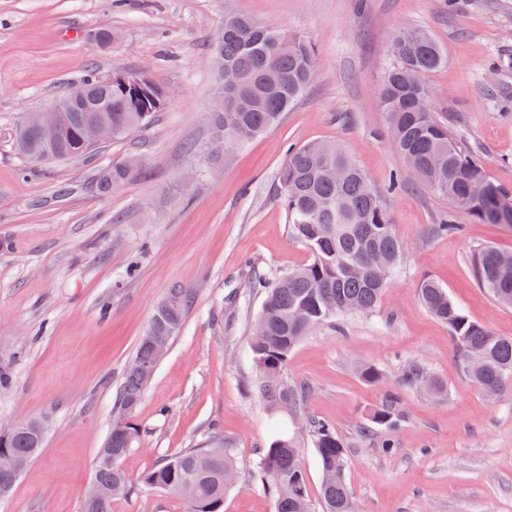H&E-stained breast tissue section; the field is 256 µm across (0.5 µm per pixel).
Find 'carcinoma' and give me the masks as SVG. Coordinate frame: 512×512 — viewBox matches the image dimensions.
Instances as JSON below:
<instances>
[{
    "mask_svg": "<svg viewBox=\"0 0 512 512\" xmlns=\"http://www.w3.org/2000/svg\"><path fill=\"white\" fill-rule=\"evenodd\" d=\"M395 44L394 63L378 91L381 107L389 115L394 147L414 169L419 183L448 199L482 224L512 227V199L490 182L484 169L458 145L448 124L426 106V85L410 86L407 71L427 73L444 63V54L431 35L404 30ZM314 49L301 34L285 33L247 15L224 16V28L212 43L214 86L211 138L224 143V152L240 145L236 131L250 128L257 136L274 126L282 113L312 82ZM86 97L80 101L68 92L53 106L59 108L57 137L42 139L28 124H21L16 149L30 161H63L89 157L97 147L85 141L82 126L100 108L98 116L112 125V139L121 140L146 127L162 108L164 90L147 74L128 72L125 82L107 83L91 76L81 83ZM136 174L133 162L101 168L95 185L108 194ZM279 199L287 211L292 233L312 254L306 266L274 277L256 274L252 287L263 290L257 321L263 332L251 337L250 350L263 395L294 415L302 414L305 391L284 381L288 356L313 327L334 322L348 313H370L380 302L387 275L401 263L405 247L396 236L381 195L367 175L347 155L331 144L313 142L288 150L279 175ZM512 253L482 247L472 257L474 275L498 302L512 306ZM429 312L448 325L456 356L463 370L487 395L512 387V338L497 336L470 320L433 280L420 285ZM187 297L180 288L170 290L156 311L147 334L167 336L180 332ZM156 366L146 338L138 342L113 407L112 423L96 461L97 497L84 503V512H112V485L126 487L129 479L121 460L140 443L141 431L131 413L147 387L141 368ZM401 382L407 387L442 385L425 368L411 362ZM373 423L393 427L399 421L397 396L389 394L375 410ZM308 432L325 481L320 496L325 512H357L345 480L346 450L335 427L312 419ZM44 442L29 431L0 439V457L29 463ZM254 478L274 498L276 512H306L308 490L302 450L294 439L277 436L259 453ZM235 451L214 436L164 458L141 478L142 486L180 496L185 512H224V496L236 485Z\"/></svg>",
    "mask_w": 512,
    "mask_h": 512,
    "instance_id": "1",
    "label": "carcinoma"
}]
</instances>
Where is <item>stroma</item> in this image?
Returning <instances> with one entry per match:
<instances>
[{
    "instance_id": "obj_1",
    "label": "stroma",
    "mask_w": 512,
    "mask_h": 512,
    "mask_svg": "<svg viewBox=\"0 0 512 512\" xmlns=\"http://www.w3.org/2000/svg\"><path fill=\"white\" fill-rule=\"evenodd\" d=\"M228 13L306 36L316 74L277 126L224 155L212 151L205 114L208 45ZM103 26L117 36L107 49L93 39ZM402 29L440 45L445 62L426 78L431 110L512 195V0H0V422L46 426L0 512H83L125 369L173 288L188 298L183 326L132 412L143 434L121 462L131 490L112 512H185L177 495L139 479L213 435L232 445L240 471L224 512H275L252 469L289 415L259 389L250 337L263 294L251 275L311 259L278 190L289 148L317 140L367 173L406 255L375 312L301 339L286 380L307 387L306 416L335 425L359 512H512V389L490 398L465 377L447 326L418 295L434 279L471 320L512 337V307L471 268L481 247L512 252V228L475 222L413 183L377 93ZM143 68L165 90L149 126L86 159L16 153L27 113L86 75ZM129 159L138 174L97 194L95 172ZM449 214L461 233L432 235ZM413 360L442 393L401 386ZM363 364L382 380L365 381ZM390 389L402 421L386 430L371 420ZM385 442L392 453H381Z\"/></svg>"
}]
</instances>
